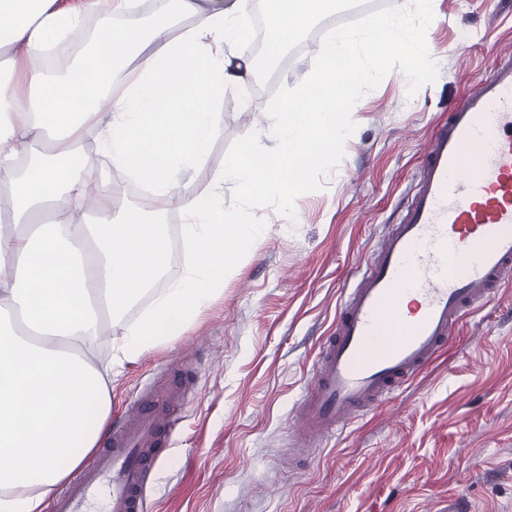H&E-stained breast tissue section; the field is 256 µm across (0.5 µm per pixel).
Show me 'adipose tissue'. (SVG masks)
<instances>
[{
	"mask_svg": "<svg viewBox=\"0 0 512 512\" xmlns=\"http://www.w3.org/2000/svg\"><path fill=\"white\" fill-rule=\"evenodd\" d=\"M247 0H171L193 25L142 35L137 20L114 23L112 0H83L64 12L56 0H0V512H42L50 489L98 447L110 425L113 364L181 335L204 301L223 290L234 252L247 248L250 221L196 192L184 172L220 133L212 107L228 84L253 74L243 57L202 53L211 37L245 44L229 20ZM336 0H271L272 43L328 12ZM98 20L92 47L67 74L32 58L73 33L84 14ZM137 57V76L111 98L117 63ZM96 138L113 167L148 183L151 208L114 217L121 184H104L75 150ZM50 139L43 158L26 144ZM191 219L182 228L183 269L143 317L124 309L167 272L165 206ZM111 357L96 363L103 331Z\"/></svg>",
	"mask_w": 512,
	"mask_h": 512,
	"instance_id": "1",
	"label": "adipose tissue"
}]
</instances>
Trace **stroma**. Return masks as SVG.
Wrapping results in <instances>:
<instances>
[{"label": "stroma", "instance_id": "obj_1", "mask_svg": "<svg viewBox=\"0 0 512 512\" xmlns=\"http://www.w3.org/2000/svg\"><path fill=\"white\" fill-rule=\"evenodd\" d=\"M406 0H338L335 11L271 48L273 68L226 85L221 133L188 168L197 191L231 197L212 178L237 138L271 148L266 108L312 70L324 34ZM426 41L435 81L408 95L400 70L352 110L345 156L295 219L258 214L263 233L182 335L112 369V417L140 388L182 369L189 391L145 485L146 512H512V286L465 318L434 363L366 412L351 431L289 461L294 418L339 300L397 223L422 147L475 80L512 53V0H433Z\"/></svg>", "mask_w": 512, "mask_h": 512}]
</instances>
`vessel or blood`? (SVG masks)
<instances>
[{"mask_svg":"<svg viewBox=\"0 0 512 512\" xmlns=\"http://www.w3.org/2000/svg\"><path fill=\"white\" fill-rule=\"evenodd\" d=\"M512 285V56L480 78L423 148L411 201L342 300L296 414L306 453L392 398L451 342L465 316ZM141 390L106 446L84 462L53 512H144L155 448L183 394Z\"/></svg>","mask_w":512,"mask_h":512,"instance_id":"b4317fda","label":"vessel or blood"}]
</instances>
